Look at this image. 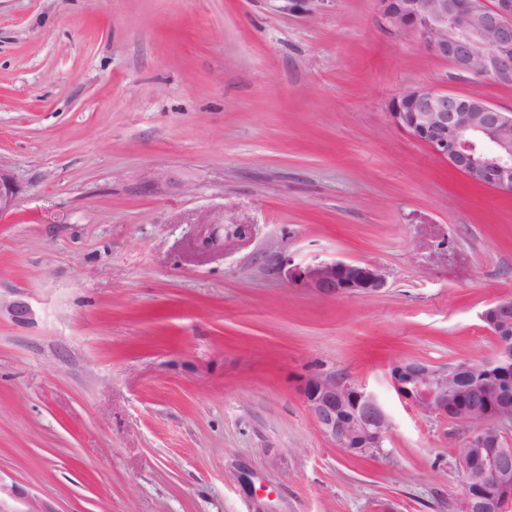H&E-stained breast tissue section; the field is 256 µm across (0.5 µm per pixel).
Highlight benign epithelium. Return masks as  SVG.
<instances>
[{"instance_id": "benign-epithelium-1", "label": "benign epithelium", "mask_w": 512, "mask_h": 512, "mask_svg": "<svg viewBox=\"0 0 512 512\" xmlns=\"http://www.w3.org/2000/svg\"><path fill=\"white\" fill-rule=\"evenodd\" d=\"M280 9L313 12L324 0H279ZM384 18L416 34L435 55L463 74L512 86V0H379ZM392 124L425 145L471 184L512 194V113L484 99L417 87L389 105ZM19 189L0 165V215L17 206ZM288 283L321 297L381 292L383 268L353 260L299 264L282 257ZM17 323L30 320L24 302L0 303ZM480 320L497 338L488 362L446 365L404 360L390 365L389 383L398 398L465 433L464 470L480 475L465 487L459 512H503L512 503V447L502 430L512 426V297L489 302ZM320 433L350 457L384 454L392 423L376 396L363 385L311 373L299 387ZM0 512H53L35 495L0 475Z\"/></svg>"}]
</instances>
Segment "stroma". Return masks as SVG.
Masks as SVG:
<instances>
[{
  "label": "stroma",
  "instance_id": "35a3bbf8",
  "mask_svg": "<svg viewBox=\"0 0 512 512\" xmlns=\"http://www.w3.org/2000/svg\"><path fill=\"white\" fill-rule=\"evenodd\" d=\"M414 87L512 113L379 0H0V301L32 311L0 314V474L52 512H456L462 436L387 373L493 358L512 195L391 124ZM280 254L387 285L323 298ZM314 372L377 396L383 457L320 434ZM19 189L12 175L0 165V215L14 211L18 203Z\"/></svg>",
  "mask_w": 512,
  "mask_h": 512
}]
</instances>
